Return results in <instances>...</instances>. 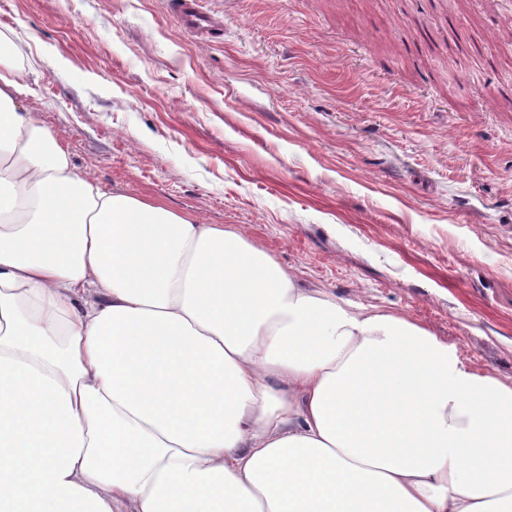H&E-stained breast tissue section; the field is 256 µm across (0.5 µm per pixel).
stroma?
<instances>
[{
	"label": "stroma",
	"instance_id": "1",
	"mask_svg": "<svg viewBox=\"0 0 512 512\" xmlns=\"http://www.w3.org/2000/svg\"><path fill=\"white\" fill-rule=\"evenodd\" d=\"M0 0L79 172L234 224L307 287L512 384V0ZM173 8L180 22L200 37L220 35V25L197 10L196 0H174Z\"/></svg>",
	"mask_w": 512,
	"mask_h": 512
}]
</instances>
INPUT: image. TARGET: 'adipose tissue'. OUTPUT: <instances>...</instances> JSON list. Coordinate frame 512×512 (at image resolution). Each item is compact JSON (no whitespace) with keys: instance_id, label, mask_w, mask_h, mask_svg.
Segmentation results:
<instances>
[{"instance_id":"1","label":"adipose tissue","mask_w":512,"mask_h":512,"mask_svg":"<svg viewBox=\"0 0 512 512\" xmlns=\"http://www.w3.org/2000/svg\"><path fill=\"white\" fill-rule=\"evenodd\" d=\"M0 58V512H512V384L105 190Z\"/></svg>"}]
</instances>
